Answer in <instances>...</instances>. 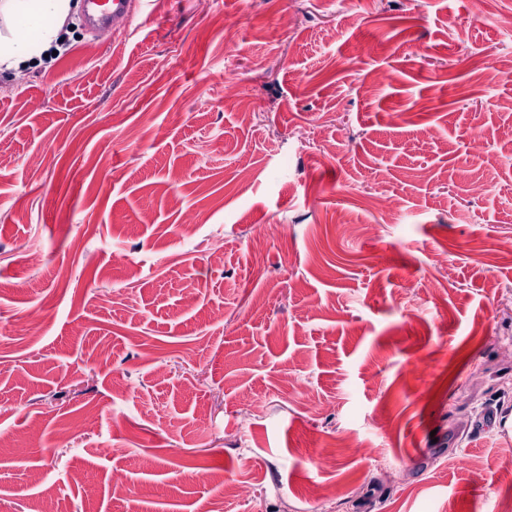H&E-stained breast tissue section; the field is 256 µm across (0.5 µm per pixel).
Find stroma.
<instances>
[{"instance_id":"1","label":"stroma","mask_w":512,"mask_h":512,"mask_svg":"<svg viewBox=\"0 0 512 512\" xmlns=\"http://www.w3.org/2000/svg\"><path fill=\"white\" fill-rule=\"evenodd\" d=\"M155 2L0 74V512H499L512 0Z\"/></svg>"}]
</instances>
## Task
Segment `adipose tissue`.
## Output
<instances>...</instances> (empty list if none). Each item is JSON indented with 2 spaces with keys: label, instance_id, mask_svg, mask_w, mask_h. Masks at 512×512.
Segmentation results:
<instances>
[{
  "label": "adipose tissue",
  "instance_id": "ef3b65f1",
  "mask_svg": "<svg viewBox=\"0 0 512 512\" xmlns=\"http://www.w3.org/2000/svg\"><path fill=\"white\" fill-rule=\"evenodd\" d=\"M73 8L72 0H0V72L18 74L42 61Z\"/></svg>",
  "mask_w": 512,
  "mask_h": 512
}]
</instances>
